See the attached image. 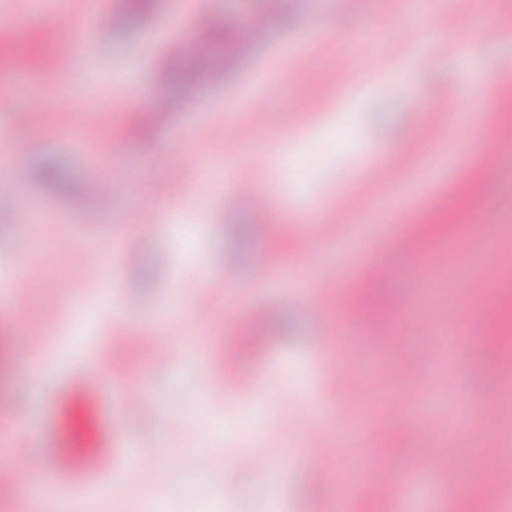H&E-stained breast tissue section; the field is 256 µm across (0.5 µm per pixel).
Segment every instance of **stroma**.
I'll return each mask as SVG.
<instances>
[{"instance_id": "stroma-1", "label": "stroma", "mask_w": 512, "mask_h": 512, "mask_svg": "<svg viewBox=\"0 0 512 512\" xmlns=\"http://www.w3.org/2000/svg\"><path fill=\"white\" fill-rule=\"evenodd\" d=\"M467 3L487 31L471 52L450 44L453 0H202L200 14L166 35L156 32L159 17L184 0H156L152 16L127 13L118 26L117 0H63L66 28L53 14H27L22 0H0V15L17 16L20 42L38 43L44 64H55L56 44L85 45L57 84H41L33 68L0 91V154L16 162L0 190V259L24 257L44 283L35 296L0 288V345L11 354L0 393L27 413L23 422L0 416V466L19 447L57 455L64 383L79 384L92 368L102 379L89 442L95 472L82 464L55 476L32 472L0 499V512H38L28 494L35 484L55 491L51 512H74L98 485L110 488L101 512H151L158 498L167 512H196L210 499L218 512H266L275 500L289 512H336L338 480L316 470L325 448L336 449L351 481L367 483L379 456L407 477L379 512H457L465 502L473 512H512V414L479 411L482 397H503L512 385L501 377L512 357L481 347L458 356L447 332H417L421 318L451 310L469 321L496 300L493 285L512 278V164L483 163L489 146L512 153V115L462 105L464 89L489 75L499 80L494 97L512 98V0ZM253 21L265 36L249 54L200 50L210 23L242 36ZM394 25L408 39L395 37ZM172 52L196 68L193 85L175 89L164 76ZM366 58L383 63V76L363 66ZM437 87L444 114L434 125L428 93ZM300 101L308 111H296ZM163 102L169 111H158ZM87 109L100 117L92 139L74 118ZM374 165L378 177L367 178ZM246 170L264 182L260 210L226 208V187ZM93 179L122 189L86 193ZM465 184L494 200L476 227L459 199ZM149 199L160 228L140 245L128 215ZM310 202L320 210L308 219ZM427 204L451 218L447 236L394 258L378 282V314L360 319L363 346L337 357L336 313L352 309L354 293L340 277L326 284L325 269L340 274L352 257L372 260L373 226L412 220ZM24 210L31 222H19ZM252 224L268 225L267 238L249 235ZM82 253L92 262L70 281ZM263 257L270 273L257 282ZM227 264L238 280L220 281ZM468 278L483 290L465 292ZM180 302L207 304L216 318L155 322ZM28 345L32 353L14 359ZM430 348L437 355L426 377L404 378ZM369 350L383 353L385 375L366 386L345 379ZM116 357L156 404L141 439L158 451L151 473L120 484L113 478L127 466L142 410L122 401ZM230 365L241 387L201 391L202 370ZM364 387L367 405L351 404ZM419 409L441 421L453 455L435 454L408 427ZM303 419L318 439L298 428ZM487 447L497 456L485 457ZM246 451L264 454L267 470H239ZM204 454L208 469L191 474L190 461Z\"/></svg>"}]
</instances>
